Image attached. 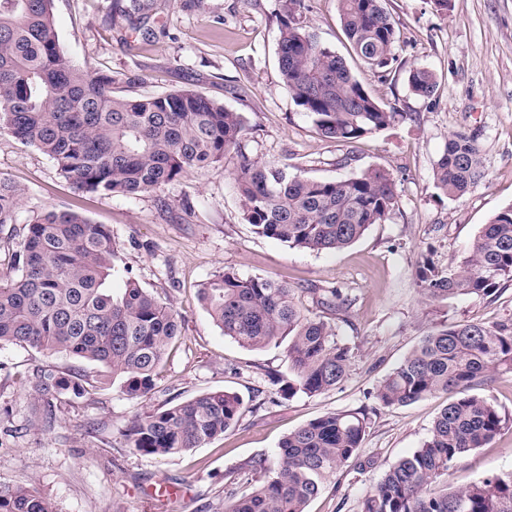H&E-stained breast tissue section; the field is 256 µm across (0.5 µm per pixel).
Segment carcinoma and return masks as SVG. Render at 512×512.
Masks as SVG:
<instances>
[{
    "mask_svg": "<svg viewBox=\"0 0 512 512\" xmlns=\"http://www.w3.org/2000/svg\"><path fill=\"white\" fill-rule=\"evenodd\" d=\"M345 36L368 70L383 78L398 61L397 35L386 0H338ZM302 0H285L278 40L283 85L325 137L353 143L390 127L396 107L374 98L336 52L302 25ZM53 0H0V133L53 159L77 188L134 196L224 161L234 151L233 173L244 220L256 234L292 248L335 252L385 222L397 204L396 180L381 168L340 180L291 173L285 165L242 152V116L190 90L144 97L116 96L112 77L76 66L59 46ZM410 91L430 98L434 74L411 68ZM475 139L462 132L448 142L433 170L449 198L466 194L482 178ZM20 189L0 181V226L11 224ZM13 273L0 274V343L25 345L94 363L122 380V392L144 398L182 320L132 280L116 293L112 231L73 211L48 210L25 225ZM415 277L430 302L488 298L512 282V205L483 225L471 249L440 266L428 253ZM202 300L224 333L244 348L288 341V378H272L288 400L336 388L352 353L325 316L298 304L294 290L267 276L219 273L205 283ZM316 305L337 312L350 305L326 288ZM512 373V319L484 325L445 324L424 336L375 388L383 408L450 394L421 448L399 459L371 487L361 512H512V473L463 487L437 480L454 462L489 445L507 422L479 387ZM42 402V420L54 419V400L83 397L88 379L77 371L39 368L29 379ZM243 413L235 393L215 391L137 417L127 430L131 447L158 457L180 455L224 435ZM368 425L364 409L334 411L286 436L278 463L254 462L257 485L231 491L224 512H305L327 480L356 457ZM0 512H56L51 499L22 485L0 483Z\"/></svg>",
    "mask_w": 512,
    "mask_h": 512,
    "instance_id": "carcinoma-1",
    "label": "carcinoma"
}]
</instances>
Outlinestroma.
<instances>
[{
  "instance_id": "obj_1",
  "label": "stroma",
  "mask_w": 512,
  "mask_h": 512,
  "mask_svg": "<svg viewBox=\"0 0 512 512\" xmlns=\"http://www.w3.org/2000/svg\"><path fill=\"white\" fill-rule=\"evenodd\" d=\"M283 0H53L63 52L112 77L115 94L150 96L183 88L238 112L245 153L320 179L389 170L398 203L340 251L311 252L254 233L232 173L239 158L192 173L160 190L112 196L75 188L54 160L0 134V179L22 192L16 221L0 227V274L25 226L46 210L75 211L109 225L119 266L177 312L182 334L169 346L152 393L124 395L99 383L100 367L60 354L0 344V481L36 488L58 512H224V487L250 491L254 461L277 462L281 441L324 413L367 409L369 425L355 460L310 501L307 512H360L367 491L398 459L420 448L447 403L444 395L393 408L371 394L420 339L446 322L494 324L512 318V282L486 299L431 303L415 270L424 254L439 264L468 252L482 224L512 204V0H387L399 41L387 79L369 75L343 33L338 0H304L305 25L345 58L375 98L404 117L352 144L325 138L284 88L278 64ZM431 70L433 97L410 91L407 72ZM474 136L485 177L461 198L434 186L433 169L450 133ZM231 270L288 283L304 307L317 288L350 299L336 319L352 349V366L334 390L289 400L268 375H287L284 346L241 347L224 337L201 297L202 284ZM81 369L91 386L81 398L61 397L52 429L29 378L39 367ZM228 390L244 413L223 437L166 458L130 447L125 434L139 415L197 395ZM512 472V421L486 447L455 462L449 485Z\"/></svg>"
}]
</instances>
